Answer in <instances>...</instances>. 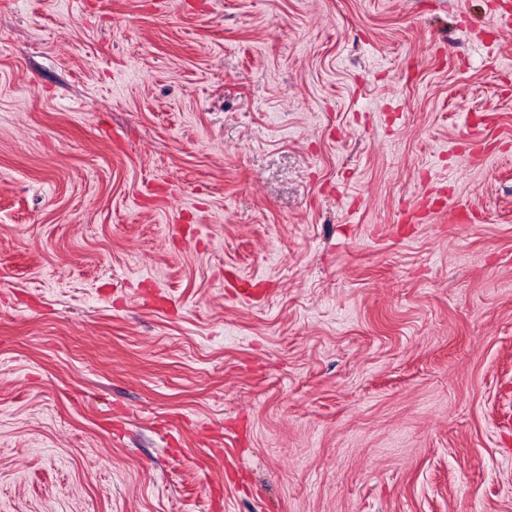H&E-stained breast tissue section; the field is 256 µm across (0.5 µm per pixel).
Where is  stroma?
Masks as SVG:
<instances>
[{
	"label": "stroma",
	"mask_w": 512,
	"mask_h": 512,
	"mask_svg": "<svg viewBox=\"0 0 512 512\" xmlns=\"http://www.w3.org/2000/svg\"><path fill=\"white\" fill-rule=\"evenodd\" d=\"M499 0H0V512H512Z\"/></svg>",
	"instance_id": "35a3bbf8"
}]
</instances>
